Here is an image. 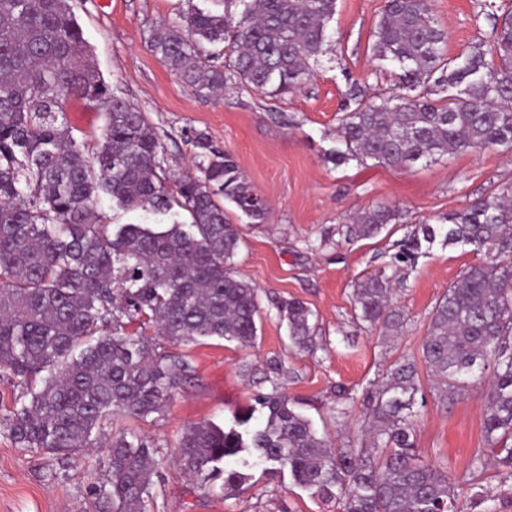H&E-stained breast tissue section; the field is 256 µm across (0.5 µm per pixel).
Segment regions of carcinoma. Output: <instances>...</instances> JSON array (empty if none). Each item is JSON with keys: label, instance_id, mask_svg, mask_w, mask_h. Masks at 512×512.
Segmentation results:
<instances>
[{"label": "carcinoma", "instance_id": "obj_1", "mask_svg": "<svg viewBox=\"0 0 512 512\" xmlns=\"http://www.w3.org/2000/svg\"><path fill=\"white\" fill-rule=\"evenodd\" d=\"M180 22L150 30L151 52L187 85L214 93L229 82L274 95L307 80L332 37L336 0H188ZM241 4V11L231 6ZM489 40L458 57L432 0H386L372 34V57L399 70L402 93L368 94L346 78L335 164L350 160L411 168L456 152H512V11L495 0L475 21ZM232 60L212 63L206 46ZM105 112L92 153L65 121L72 101ZM197 170L172 180L165 147L146 113L114 95L91 61L69 0H0V370L25 387L0 414V430L23 449L73 453L117 416L158 414L191 366L158 355L133 324L153 325L173 342L218 338L254 346L258 290L230 271L241 238L224 213L233 204L254 223L268 219L263 198L233 156L204 135L194 140ZM102 196L123 211L170 215L163 224H97ZM186 212L189 221L178 216ZM381 203L356 214L351 238L369 239L398 223ZM480 254L435 303L421 357L443 395L488 380L485 447L500 482H512V180L433 226L420 224L376 272L356 281L357 319L383 338L402 335L393 305L414 265L436 241ZM291 345L309 352L314 311L279 308ZM422 393L416 363L397 360L363 391L368 448H333L278 383L225 429L189 426L177 459L199 487L222 482L224 496L252 486L251 470L289 474L340 512H456V483L420 459L413 430ZM157 445L124 429L108 443L107 478L90 486L93 512H151Z\"/></svg>", "mask_w": 512, "mask_h": 512}]
</instances>
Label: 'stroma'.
<instances>
[{"mask_svg":"<svg viewBox=\"0 0 512 512\" xmlns=\"http://www.w3.org/2000/svg\"><path fill=\"white\" fill-rule=\"evenodd\" d=\"M484 0H433L434 14L448 34V53L457 55L490 35L488 21L475 16ZM89 51L115 95L145 112L165 149L169 175L195 170L192 139L206 135L230 153L253 188L266 200V223H251L233 205L225 211L242 245L233 274L258 290L261 321L253 347L221 339L175 343L148 329L158 353L189 361L190 379L166 408L147 420L119 424L160 448L154 477L155 512H339L336 503L312 497L290 478L255 473L245 493L223 497L201 489L174 455L184 430L211 421L231 425L257 392L270 391L267 364L277 359L288 374V395L325 434L333 447L358 446L366 428L362 391L399 358L421 357L431 311L448 286L478 256L468 248L434 244L406 274L394 297L408 316L403 334L385 342L356 320L351 294L356 280L396 252L407 230L439 223L468 208L490 184L512 178V154L489 148L455 153L429 164L393 168L351 161L334 165L339 108L345 74L367 78L371 95L396 92L394 77L373 78L372 34L385 0H337L331 51L296 92L272 95L238 84L218 95L185 84L148 48L152 26L177 21L185 0H70ZM66 121L86 150H96L104 116L71 103ZM385 203L399 209V223L373 239L346 237L340 228L352 214ZM296 298L316 314V346L300 353L288 339L281 302ZM425 406L415 425L420 458L459 478L483 445V388L446 397L435 389L426 366L418 368ZM350 394L347 412L330 418L338 388ZM100 447L62 456L24 451L0 432V512H91L90 485L101 479ZM488 468L478 486H460L458 512H512V486Z\"/></svg>","mask_w":512,"mask_h":512,"instance_id":"obj_1","label":"stroma"}]
</instances>
